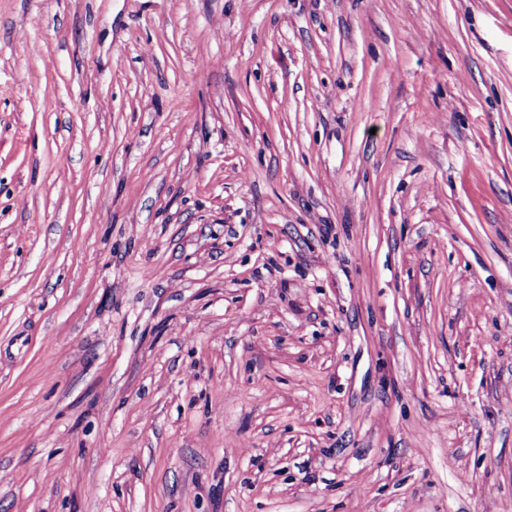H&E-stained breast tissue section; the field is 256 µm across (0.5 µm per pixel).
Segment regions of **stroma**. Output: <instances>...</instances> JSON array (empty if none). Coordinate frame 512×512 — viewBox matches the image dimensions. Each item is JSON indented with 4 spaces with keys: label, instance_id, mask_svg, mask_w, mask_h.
Here are the masks:
<instances>
[{
    "label": "stroma",
    "instance_id": "35a3bbf8",
    "mask_svg": "<svg viewBox=\"0 0 512 512\" xmlns=\"http://www.w3.org/2000/svg\"><path fill=\"white\" fill-rule=\"evenodd\" d=\"M0 512H512V0H0Z\"/></svg>",
    "mask_w": 512,
    "mask_h": 512
}]
</instances>
